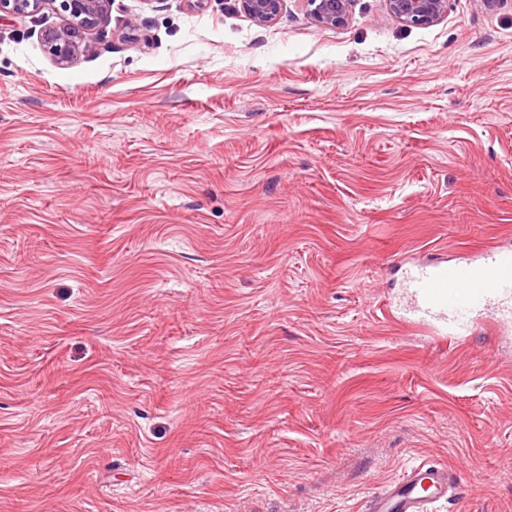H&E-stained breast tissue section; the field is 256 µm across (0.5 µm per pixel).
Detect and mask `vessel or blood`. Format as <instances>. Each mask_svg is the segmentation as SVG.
Segmentation results:
<instances>
[{
	"label": "vessel or blood",
	"instance_id": "vessel-or-blood-1",
	"mask_svg": "<svg viewBox=\"0 0 512 512\" xmlns=\"http://www.w3.org/2000/svg\"><path fill=\"white\" fill-rule=\"evenodd\" d=\"M408 310L415 323L437 325L441 334L466 336L478 320L512 324V249L488 247L464 262L432 259L406 274ZM470 292L466 305L457 289ZM455 469L422 463L372 497L365 512H429L433 503L456 500Z\"/></svg>",
	"mask_w": 512,
	"mask_h": 512
}]
</instances>
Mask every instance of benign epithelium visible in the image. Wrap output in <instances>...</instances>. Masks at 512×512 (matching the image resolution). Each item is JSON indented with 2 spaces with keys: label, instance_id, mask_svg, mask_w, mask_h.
I'll return each mask as SVG.
<instances>
[{
  "label": "benign epithelium",
  "instance_id": "7a95c632",
  "mask_svg": "<svg viewBox=\"0 0 512 512\" xmlns=\"http://www.w3.org/2000/svg\"><path fill=\"white\" fill-rule=\"evenodd\" d=\"M259 25L273 23L285 0H237ZM314 22L325 28L347 24L352 0H306ZM389 13L405 26H429L446 12L447 0H386ZM46 9L58 11L62 23L41 32V41L58 65L67 66L92 51L94 36L110 23L112 0H0V20L33 17Z\"/></svg>",
  "mask_w": 512,
  "mask_h": 512
}]
</instances>
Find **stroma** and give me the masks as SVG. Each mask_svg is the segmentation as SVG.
<instances>
[{
  "instance_id": "obj_1",
  "label": "stroma",
  "mask_w": 512,
  "mask_h": 512,
  "mask_svg": "<svg viewBox=\"0 0 512 512\" xmlns=\"http://www.w3.org/2000/svg\"><path fill=\"white\" fill-rule=\"evenodd\" d=\"M60 21H0V512H364L424 461L512 512V325L402 311L512 242V0H113L65 68ZM243 12L256 24L273 23L283 10L285 0H236ZM314 22L325 28H340L347 24L352 0H306ZM389 13L404 26L432 25L446 12L447 0H386Z\"/></svg>"
}]
</instances>
